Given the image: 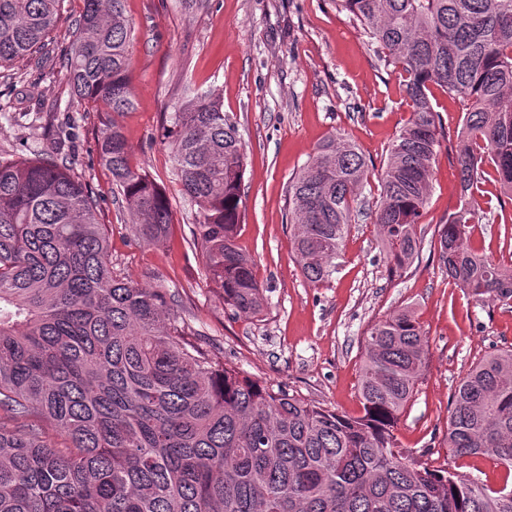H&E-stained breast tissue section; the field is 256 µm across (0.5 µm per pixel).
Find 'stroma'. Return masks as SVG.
Instances as JSON below:
<instances>
[{"instance_id": "35a3bbf8", "label": "stroma", "mask_w": 512, "mask_h": 512, "mask_svg": "<svg viewBox=\"0 0 512 512\" xmlns=\"http://www.w3.org/2000/svg\"><path fill=\"white\" fill-rule=\"evenodd\" d=\"M133 30L134 109L118 117L133 161L165 190L173 212L167 246L134 240L131 217L111 175L98 163V113L73 102L63 54L84 0H64V20L43 54L0 68V156L34 149L66 162L91 189L109 227L114 270L146 283L160 277L179 294L181 312L218 356L275 390L349 416L360 415L363 338L369 326L404 307L426 333L428 368L397 430L402 449L429 464L497 489L506 468L488 456L448 455V416L454 388L468 368L512 346V306L475 305L442 271L436 230L459 199L453 161L463 101L434 90L432 103L447 134L434 167L421 218L423 241L404 276L391 274L370 214L380 194L370 178L327 282L301 274L291 242L287 186L328 136L357 145L380 165L411 108L398 70L384 66L360 25L334 0H207L194 11L176 0H126ZM218 93L246 148L244 220L237 244L256 262L267 307L261 317H233L206 284L202 260L185 241L194 210L173 174L163 134L188 92ZM498 184L472 193L479 222L478 252L512 261V201Z\"/></svg>"}]
</instances>
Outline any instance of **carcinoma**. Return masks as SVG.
Instances as JSON below:
<instances>
[{"instance_id":"cac0c4a2","label":"carcinoma","mask_w":512,"mask_h":512,"mask_svg":"<svg viewBox=\"0 0 512 512\" xmlns=\"http://www.w3.org/2000/svg\"><path fill=\"white\" fill-rule=\"evenodd\" d=\"M62 0H0V67L33 57ZM401 71L412 112L380 173L374 212L390 268L421 248L443 131L431 87L467 101L457 132L460 197L438 226L448 278L477 304H512V266L470 246V195L488 170L512 197V0H336ZM124 0H85L64 61L77 103L105 113L97 158L134 218V239L171 236L165 192L132 164L113 119L135 106ZM165 139L197 207L190 243L230 315L258 317L263 289L237 245L246 151L223 101L196 93ZM359 149L330 137L288 181L304 278L336 273L353 204L368 180ZM160 282L112 267L106 225L85 185L36 152L0 157V512H512L492 489L406 455L395 431L427 367L425 333L404 308L364 336L362 414L274 391L210 354ZM448 452L487 455L512 476V348L460 378Z\"/></svg>"}]
</instances>
